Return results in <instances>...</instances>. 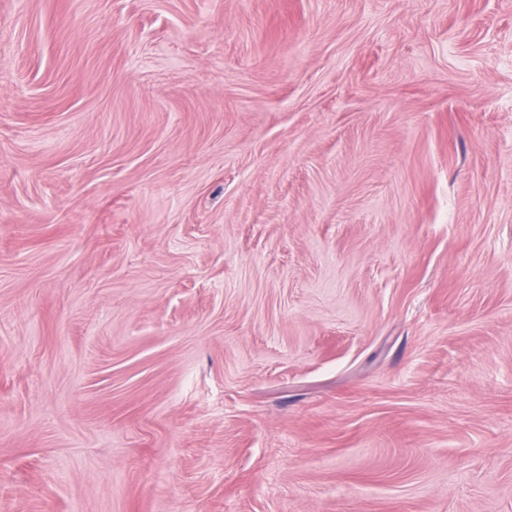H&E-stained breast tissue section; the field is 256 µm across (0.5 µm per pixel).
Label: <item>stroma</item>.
<instances>
[{
  "label": "stroma",
  "instance_id": "stroma-1",
  "mask_svg": "<svg viewBox=\"0 0 512 512\" xmlns=\"http://www.w3.org/2000/svg\"><path fill=\"white\" fill-rule=\"evenodd\" d=\"M0 512H512V0H0Z\"/></svg>",
  "mask_w": 512,
  "mask_h": 512
}]
</instances>
